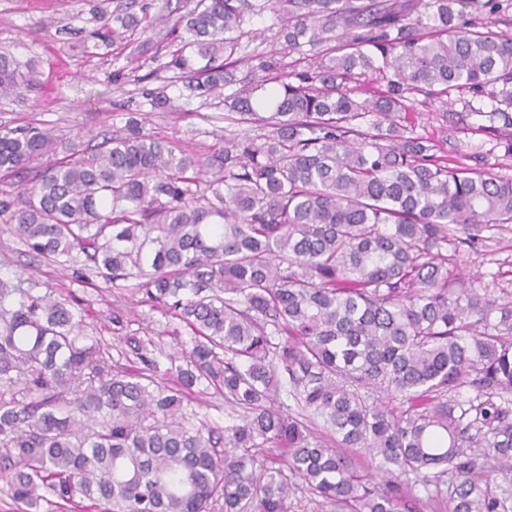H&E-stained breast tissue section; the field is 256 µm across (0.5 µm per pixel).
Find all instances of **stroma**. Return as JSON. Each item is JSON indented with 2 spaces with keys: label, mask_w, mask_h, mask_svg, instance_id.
<instances>
[{
  "label": "stroma",
  "mask_w": 512,
  "mask_h": 512,
  "mask_svg": "<svg viewBox=\"0 0 512 512\" xmlns=\"http://www.w3.org/2000/svg\"><path fill=\"white\" fill-rule=\"evenodd\" d=\"M155 23L112 43L96 35V13L112 14L130 0H0V52L39 71L36 85L17 94L0 93V129L52 127L60 143L78 142L94 148L103 136L123 133L129 113H136L145 131L175 141L198 154L222 148L240 124L224 117L223 105L200 97L182 83L171 82L163 68L173 46L169 30L178 0H146ZM279 21L272 13L247 18L254 33L244 42L238 76H245L253 57L278 56L273 35ZM165 87L166 108H152L146 91ZM497 107L485 95L470 92L451 97L416 96L406 115L417 135L438 141L449 159L481 162L512 178V153L506 140L488 134L489 114ZM475 247L461 246L450 268L459 288H484L492 296L512 294V225L489 224ZM0 278L37 294L76 298L88 335L110 347L113 360L130 354L129 338L152 349L159 376L171 382V367L190 344V330L178 319L147 302L130 287L95 286L82 277L80 265H47L29 256L10 233L0 230Z\"/></svg>",
  "instance_id": "1"
}]
</instances>
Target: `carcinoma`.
<instances>
[{
  "label": "carcinoma",
  "instance_id": "cac0c4a2",
  "mask_svg": "<svg viewBox=\"0 0 512 512\" xmlns=\"http://www.w3.org/2000/svg\"><path fill=\"white\" fill-rule=\"evenodd\" d=\"M476 2L192 0L165 68L249 125L204 158L133 118L61 158L50 128L0 130V170L28 180L0 190V223L37 258L135 282L192 333L163 384L142 344L118 367L68 300L0 279L17 512H291L295 477L332 512H512L493 477L512 470V295L448 273V245L512 224V178L448 166L405 124L414 95L488 90L512 128V35L466 21ZM147 11L98 15L102 37L149 28ZM265 11L283 50L313 54L293 74L258 54L225 96L245 17ZM36 82L0 53L1 91ZM466 382L475 396L448 398ZM196 387L224 397V426L193 422Z\"/></svg>",
  "mask_w": 512,
  "mask_h": 512
}]
</instances>
